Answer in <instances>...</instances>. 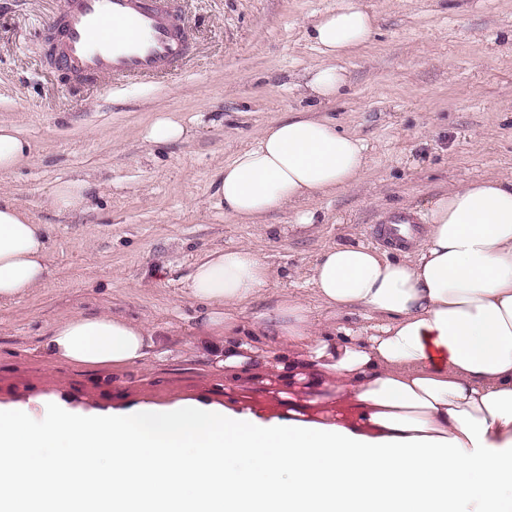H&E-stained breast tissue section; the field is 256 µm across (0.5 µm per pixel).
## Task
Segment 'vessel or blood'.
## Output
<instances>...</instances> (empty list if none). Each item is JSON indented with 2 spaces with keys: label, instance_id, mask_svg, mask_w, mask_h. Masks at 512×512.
<instances>
[{
  "label": "vessel or blood",
  "instance_id": "obj_1",
  "mask_svg": "<svg viewBox=\"0 0 512 512\" xmlns=\"http://www.w3.org/2000/svg\"><path fill=\"white\" fill-rule=\"evenodd\" d=\"M112 28L110 37L92 31ZM47 56L70 82L167 73L190 53V27L172 0H65Z\"/></svg>",
  "mask_w": 512,
  "mask_h": 512
}]
</instances>
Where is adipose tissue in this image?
<instances>
[{"label": "adipose tissue", "mask_w": 512, "mask_h": 512, "mask_svg": "<svg viewBox=\"0 0 512 512\" xmlns=\"http://www.w3.org/2000/svg\"><path fill=\"white\" fill-rule=\"evenodd\" d=\"M379 26L364 0H337L313 22L325 57L305 88L321 102L346 84L335 62ZM195 121L160 112L154 144L184 142ZM19 127L0 121V172L30 160ZM368 146L326 117L292 112L213 176L217 206L242 224L310 204L358 180ZM412 251L324 249L307 282L322 305L361 309L352 327L283 297L260 314L263 341L239 330L240 307L273 273L248 247L215 250L186 285L195 334L234 403L143 401L72 406L54 395L0 402V512H512V177L437 194ZM45 225L0 196V303L46 281ZM148 322L110 313L61 318L42 344L71 367L150 368Z\"/></svg>", "instance_id": "ef3b65f1"}]
</instances>
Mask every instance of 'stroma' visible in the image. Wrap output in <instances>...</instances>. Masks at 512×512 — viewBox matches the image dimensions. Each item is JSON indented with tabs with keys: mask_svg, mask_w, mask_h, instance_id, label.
I'll list each match as a JSON object with an SVG mask.
<instances>
[{
	"mask_svg": "<svg viewBox=\"0 0 512 512\" xmlns=\"http://www.w3.org/2000/svg\"><path fill=\"white\" fill-rule=\"evenodd\" d=\"M379 17L371 42L339 60L345 95L304 98L322 57L311 24L336 0H178L195 50L177 74L103 87L64 83L45 34L64 0H0V120L33 147L0 172L6 192L51 232L46 283L0 304V400L32 393L101 408L144 399L220 404L224 372L195 348L187 277L208 251L247 246L276 275L246 303L243 322L282 293L317 301L306 273L332 245L371 244L370 225L423 206L480 176H512V0H364ZM208 113L187 142L155 147V112ZM323 114L369 147L360 179L317 201L327 220L296 225L288 211L239 224L216 206L213 175L269 121ZM90 183L84 208L57 209L52 187ZM107 311L149 321L160 336L150 369L118 373L48 361L39 344L62 316Z\"/></svg>",
	"mask_w": 512,
	"mask_h": 512,
	"instance_id": "35a3bbf8",
	"label": "stroma"
}]
</instances>
